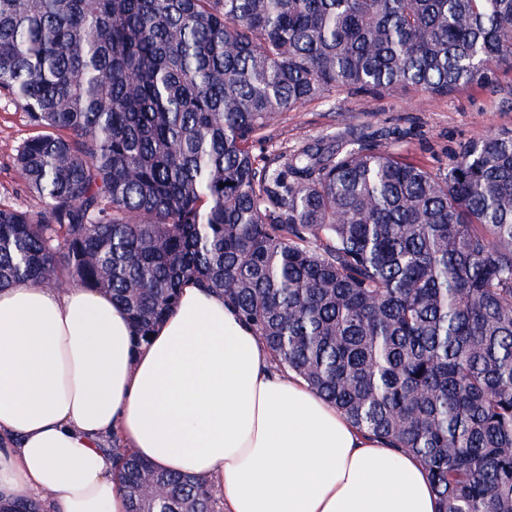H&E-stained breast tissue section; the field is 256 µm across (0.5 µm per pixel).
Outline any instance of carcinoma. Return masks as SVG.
Here are the masks:
<instances>
[{
    "mask_svg": "<svg viewBox=\"0 0 512 512\" xmlns=\"http://www.w3.org/2000/svg\"><path fill=\"white\" fill-rule=\"evenodd\" d=\"M512 0H0V96L39 133L0 288L76 283L149 342L192 281L279 366L419 458L441 512H512V131L443 170L347 127L260 163L298 105L486 87ZM128 512H223L112 434Z\"/></svg>",
    "mask_w": 512,
    "mask_h": 512,
    "instance_id": "1",
    "label": "carcinoma"
}]
</instances>
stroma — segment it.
I'll return each instance as SVG.
<instances>
[{"instance_id":"obj_1","label":"stroma","mask_w":512,"mask_h":512,"mask_svg":"<svg viewBox=\"0 0 512 512\" xmlns=\"http://www.w3.org/2000/svg\"><path fill=\"white\" fill-rule=\"evenodd\" d=\"M347 125L410 161L445 167L465 144L512 128V71L500 70L494 87H464L447 97L395 89L309 102L277 120L253 152L270 160L325 141ZM34 133L24 111L13 101L0 99V207L36 211L42 206L14 164L17 147Z\"/></svg>"}]
</instances>
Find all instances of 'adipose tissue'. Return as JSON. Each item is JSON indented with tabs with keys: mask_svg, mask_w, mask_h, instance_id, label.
I'll list each match as a JSON object with an SVG mask.
<instances>
[{
	"mask_svg": "<svg viewBox=\"0 0 512 512\" xmlns=\"http://www.w3.org/2000/svg\"><path fill=\"white\" fill-rule=\"evenodd\" d=\"M86 288L0 290V506L127 512L118 434L164 470L209 479L224 512H439L423 463L364 436L222 296L183 285L149 343Z\"/></svg>",
	"mask_w": 512,
	"mask_h": 512,
	"instance_id": "ef3b65f1",
	"label": "adipose tissue"
}]
</instances>
